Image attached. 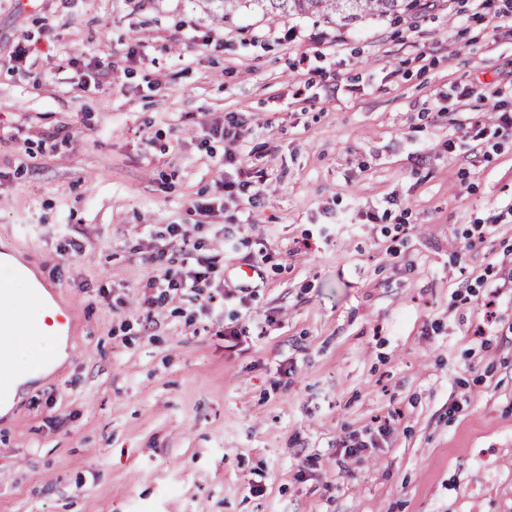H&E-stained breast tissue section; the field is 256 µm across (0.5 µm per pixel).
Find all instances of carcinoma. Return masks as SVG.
Wrapping results in <instances>:
<instances>
[{
	"instance_id": "1",
	"label": "carcinoma",
	"mask_w": 512,
	"mask_h": 512,
	"mask_svg": "<svg viewBox=\"0 0 512 512\" xmlns=\"http://www.w3.org/2000/svg\"><path fill=\"white\" fill-rule=\"evenodd\" d=\"M226 20L244 3L270 19L313 16L345 26L367 14H396L418 7L419 0H216Z\"/></svg>"
}]
</instances>
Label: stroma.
Listing matches in <instances>:
<instances>
[{
	"instance_id": "35a3bbf8",
	"label": "stroma",
	"mask_w": 512,
	"mask_h": 512,
	"mask_svg": "<svg viewBox=\"0 0 512 512\" xmlns=\"http://www.w3.org/2000/svg\"><path fill=\"white\" fill-rule=\"evenodd\" d=\"M496 87L501 0L346 27L0 0V248L75 319L0 417V512H512V135H467ZM228 112L267 178L229 259ZM147 224L217 257L196 294L148 305ZM229 287L247 308L202 310Z\"/></svg>"
}]
</instances>
